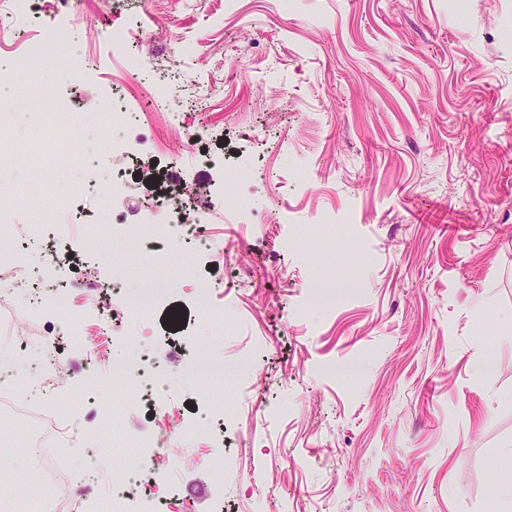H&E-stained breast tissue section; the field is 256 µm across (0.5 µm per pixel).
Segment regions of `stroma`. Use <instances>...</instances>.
I'll use <instances>...</instances> for the list:
<instances>
[{
    "mask_svg": "<svg viewBox=\"0 0 512 512\" xmlns=\"http://www.w3.org/2000/svg\"><path fill=\"white\" fill-rule=\"evenodd\" d=\"M83 0L90 24L59 54H86L68 77L56 61H0L9 102L1 135L16 145L0 162V193L54 206L59 193L95 175L109 206L115 161L88 133L36 179L28 114L48 96L119 89L139 124L153 116L154 87L172 81L168 118L202 129L200 151L245 172L248 210L207 224V251L159 266L128 251L97 209L72 204L97 224L112 254L67 249L51 268L59 284L168 286L167 300L139 313L117 306L108 342L146 352L162 392L115 396L106 371L82 395L80 350L66 353L74 386L50 399L75 406L76 478L108 491L126 449L112 447L94 413L108 408L120 431L151 437L156 412L186 423L205 389L236 414L217 430L205 466L175 464L177 494L194 512H512L496 498L512 483V0ZM187 43L179 62L126 70L115 27ZM209 97L193 106L197 84ZM126 161L141 204L155 178L177 172L207 181L192 158L175 161L159 142ZM215 286L224 307L202 322L191 289ZM197 348L243 375L194 379ZM491 358L492 368L472 365ZM0 445V475L28 482L37 457Z\"/></svg>",
    "mask_w": 512,
    "mask_h": 512,
    "instance_id": "stroma-1",
    "label": "stroma"
}]
</instances>
